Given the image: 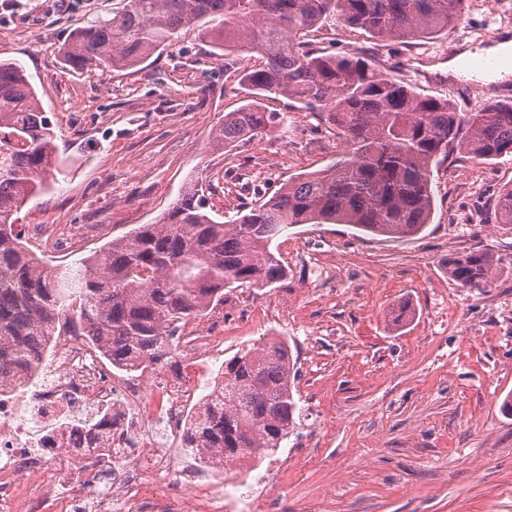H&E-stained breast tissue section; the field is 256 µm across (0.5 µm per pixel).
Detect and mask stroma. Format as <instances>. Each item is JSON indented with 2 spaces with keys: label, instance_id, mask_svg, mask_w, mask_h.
Returning <instances> with one entry per match:
<instances>
[{
  "label": "stroma",
  "instance_id": "35a3bbf8",
  "mask_svg": "<svg viewBox=\"0 0 512 512\" xmlns=\"http://www.w3.org/2000/svg\"><path fill=\"white\" fill-rule=\"evenodd\" d=\"M123 0H0V60L19 63L57 133L65 173L20 212L23 228L55 236L83 232L67 253L29 247L49 265H71L112 238L156 223L191 180L210 185L208 209L234 219L244 202L289 178L329 165L343 151L316 116L279 97L283 123L232 150L214 142L225 113L241 104L224 64L197 33L142 67L73 73L60 50L80 22L115 14ZM512 38V0H465L464 20L412 46L379 48L369 34L336 24L309 34L330 53L364 50L418 91L473 112L504 93L450 78L448 62L479 53L487 35ZM434 209L414 237H374L346 224H304L278 241L288 269L268 287L224 291L202 324L222 342L185 373L173 350L163 375L189 379L202 398L225 360L273 336L297 360L298 428L277 452L288 471L258 483L259 463L241 480L251 512L271 498L288 512H512V224L497 223L494 200L512 187V156L488 163L463 155L431 174ZM485 248L500 257L493 283L450 280L451 254Z\"/></svg>",
  "mask_w": 512,
  "mask_h": 512
}]
</instances>
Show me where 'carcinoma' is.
I'll use <instances>...</instances> for the list:
<instances>
[{
	"label": "carcinoma",
	"mask_w": 512,
	"mask_h": 512,
	"mask_svg": "<svg viewBox=\"0 0 512 512\" xmlns=\"http://www.w3.org/2000/svg\"><path fill=\"white\" fill-rule=\"evenodd\" d=\"M464 0H125L113 17L76 26L63 47L74 70L134 68L190 27L218 60L261 59L233 71L245 103L224 113L216 142L229 147L276 132L283 118L263 100L284 97L317 115L344 151L301 174L237 218L219 221L192 181L156 224L106 243L75 268L48 266L18 230L28 200L64 174L48 112L23 68L0 61V379L20 378L59 336L85 337L113 367L134 372L165 362L175 328L202 316L224 289L287 279L272 251L284 225L349 224L410 238L430 223L432 165L454 152L486 162L512 154V101L459 112L395 79L375 56L327 54L303 40L334 23L360 28L376 45L410 44L463 20ZM498 223L512 224V189L497 198ZM500 259L476 248L448 259L465 288L490 285ZM288 341L244 346L224 362L220 389L204 396L184 440L187 453L224 474L270 456L296 427Z\"/></svg>",
	"instance_id": "obj_1"
}]
</instances>
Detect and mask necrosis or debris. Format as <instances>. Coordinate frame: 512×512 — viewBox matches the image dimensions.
Instances as JSON below:
<instances>
[{"mask_svg": "<svg viewBox=\"0 0 512 512\" xmlns=\"http://www.w3.org/2000/svg\"><path fill=\"white\" fill-rule=\"evenodd\" d=\"M187 388L144 369L119 376L83 337L55 340L34 376L0 383V512H246L208 467L174 450L188 422ZM90 464L87 477L69 460Z\"/></svg>", "mask_w": 512, "mask_h": 512, "instance_id": "4bbe7bcc", "label": "necrosis or debris"}]
</instances>
